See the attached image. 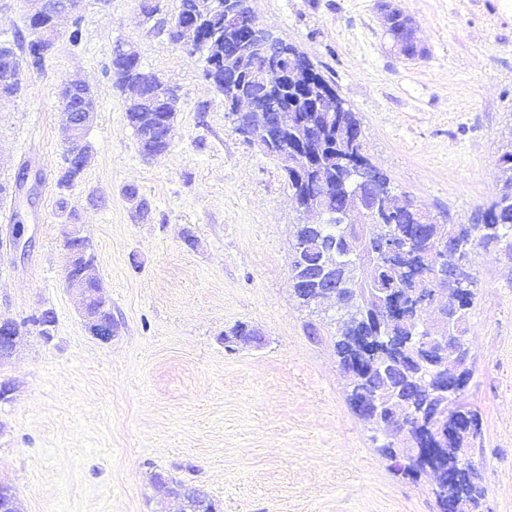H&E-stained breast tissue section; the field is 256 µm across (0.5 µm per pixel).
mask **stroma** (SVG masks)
I'll return each mask as SVG.
<instances>
[{
	"mask_svg": "<svg viewBox=\"0 0 512 512\" xmlns=\"http://www.w3.org/2000/svg\"><path fill=\"white\" fill-rule=\"evenodd\" d=\"M424 54L393 51L376 0H254L257 20L295 44L359 113L367 152L423 211L470 223L496 192L512 149V0H395ZM139 0H83L82 40L60 24L41 72L0 101V182L40 170L35 206L0 197V316L53 309L51 339L22 337L0 363V482L18 512H169L151 469L202 487L222 512H435L428 475L380 454L385 435L346 401L330 337L333 303L296 299L290 265L303 216L282 163L247 145L203 63L171 41L179 0L143 22ZM129 42L177 93L170 146L142 157L115 87L112 48ZM82 81L98 111L88 163L56 187L65 133L58 89ZM135 186L149 211L125 195ZM32 245L16 251L12 219ZM77 216L112 301L118 332L86 330L64 285L63 232ZM476 297L462 393L483 422L469 457L486 489L477 512H512V258L471 255ZM239 323L260 345L227 348ZM317 326L321 341L310 339Z\"/></svg>",
	"mask_w": 512,
	"mask_h": 512,
	"instance_id": "obj_1",
	"label": "stroma"
}]
</instances>
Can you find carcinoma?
I'll use <instances>...</instances> for the list:
<instances>
[{
	"label": "carcinoma",
	"mask_w": 512,
	"mask_h": 512,
	"mask_svg": "<svg viewBox=\"0 0 512 512\" xmlns=\"http://www.w3.org/2000/svg\"><path fill=\"white\" fill-rule=\"evenodd\" d=\"M185 2L187 0H180L181 7L176 19L185 29L193 31L205 45H213V50L200 52L202 61L208 67L214 55L224 52V44L237 40L238 31L224 24L222 10L211 7L202 14L188 13L183 7ZM41 25V21L26 20L30 40L21 44L18 51L9 43H0V74L9 72L16 76V81L4 88L10 96L20 91V75L27 71H38L44 65L45 57L31 56ZM309 69L311 77L307 95L314 97L325 89L333 88L332 81L326 79L314 63H309ZM111 72L116 87L121 88L142 74V65L132 63L114 51ZM59 98L74 103L85 98L95 101L90 88L69 83L60 89ZM274 104L280 109L300 114L317 130L316 138L307 146L308 153L315 157L317 167L301 173L287 171L288 187L302 201L314 202L319 198L326 201L323 210L326 220L318 224L296 225L294 247L305 243L312 245L310 250L304 252L303 260L294 259L291 263L297 298L307 306L317 305L316 297L324 279L332 278L341 281L347 288H387L403 304L402 317L375 335L373 341L377 351L394 356L401 367L400 377L395 382L396 390L380 389L376 364L368 362L362 365L357 374L349 375L351 390L347 394V402L351 405L358 394L365 393L377 395L382 403H400L409 416V433L419 440H428L434 448L447 449L444 456L439 458V465L447 471L454 469L458 465V453L454 449L473 448L481 439L480 413L461 402V394L450 396L441 390L448 364L455 353L464 348L463 337L475 293L471 288L461 287L451 276L439 284V287L447 290L448 307L453 313L448 335L456 337V342L448 344L443 351L430 354L422 348L427 332L420 329L421 318L415 316L412 305L430 296L433 284L429 277L437 266L435 244L471 253L479 245L499 244L512 233V151L501 157L496 196L482 210L483 220L480 224H444L436 221L425 225L407 194L381 191L388 177L380 174L375 181L380 206L373 212L372 223L381 232L395 229L415 239V243L403 250L399 261L381 266L362 283L355 275L362 256L344 247L341 235L346 231V226L336 223V216L343 206L341 182L322 183L317 177V169L325 167L337 172L340 179H360V171L350 162L365 150L361 138L363 122L359 113L345 105L339 112H309L307 100L298 99L294 92L286 89L274 98ZM126 119L135 132L141 153L151 155L168 150L169 142L164 140L161 133L150 134L139 124L136 105H129ZM86 149L88 146L82 134L74 146L66 149L65 165L57 178L59 189H69L78 180L81 171L69 167L70 155L75 150ZM361 317L362 313L355 309L336 322L333 348L338 364L345 372L354 368L359 358V350L352 337L358 333ZM381 452L394 463L396 471L410 475L408 453L387 447L381 448ZM433 496L438 512H448V501L461 496L469 499L472 506H479L480 500L485 497V490L474 479L459 476L436 488Z\"/></svg>",
	"instance_id": "cac0c4a2"
}]
</instances>
